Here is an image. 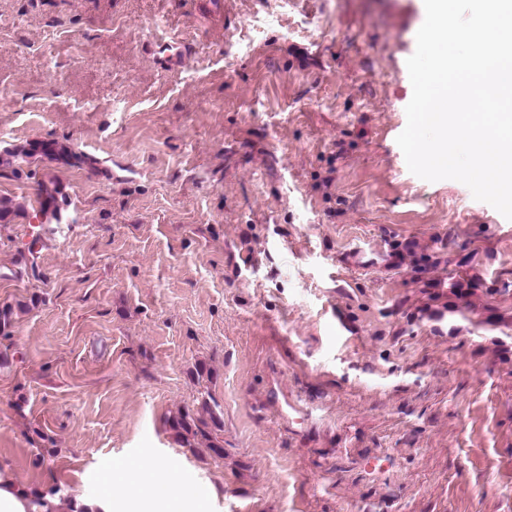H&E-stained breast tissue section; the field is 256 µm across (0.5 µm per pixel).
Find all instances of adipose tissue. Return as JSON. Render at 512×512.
<instances>
[{
  "mask_svg": "<svg viewBox=\"0 0 512 512\" xmlns=\"http://www.w3.org/2000/svg\"><path fill=\"white\" fill-rule=\"evenodd\" d=\"M147 469L152 479V490L148 497L118 496L105 492L91 502L88 512H155L154 504L158 501H191L192 494L175 463L151 462ZM0 512H58V501L46 496L41 502H34L32 496L19 488L9 476L0 474Z\"/></svg>",
  "mask_w": 512,
  "mask_h": 512,
  "instance_id": "obj_1",
  "label": "adipose tissue"
}]
</instances>
